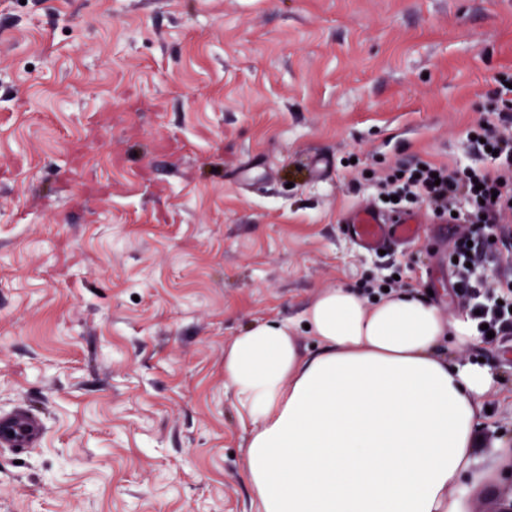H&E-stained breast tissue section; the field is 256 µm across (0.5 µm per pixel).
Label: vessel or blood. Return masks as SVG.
I'll return each mask as SVG.
<instances>
[{"label":"vessel or blood","mask_w":512,"mask_h":512,"mask_svg":"<svg viewBox=\"0 0 512 512\" xmlns=\"http://www.w3.org/2000/svg\"><path fill=\"white\" fill-rule=\"evenodd\" d=\"M347 233L370 251H391L411 241L417 231L410 218L391 216L365 206L353 213L346 223ZM43 421L24 406L0 413V449L21 453L36 447L43 435Z\"/></svg>","instance_id":"b4317fda"}]
</instances>
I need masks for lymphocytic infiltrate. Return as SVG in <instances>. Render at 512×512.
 Returning a JSON list of instances; mask_svg holds the SVG:
<instances>
[{"label":"lymphocytic infiltrate","instance_id":"f902f5d3","mask_svg":"<svg viewBox=\"0 0 512 512\" xmlns=\"http://www.w3.org/2000/svg\"><path fill=\"white\" fill-rule=\"evenodd\" d=\"M471 133L495 149L490 166L403 165L379 181L380 197L397 196L401 209L426 199L436 217L448 222L460 210L465 223H498L503 212L512 211V114L486 113Z\"/></svg>","mask_w":512,"mask_h":512}]
</instances>
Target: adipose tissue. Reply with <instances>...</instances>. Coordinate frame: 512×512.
<instances>
[{"instance_id":"adipose-tissue-1","label":"adipose tissue","mask_w":512,"mask_h":512,"mask_svg":"<svg viewBox=\"0 0 512 512\" xmlns=\"http://www.w3.org/2000/svg\"><path fill=\"white\" fill-rule=\"evenodd\" d=\"M248 325L224 348V384L245 429L240 467L257 512H472L512 445L476 447L490 365L459 363L479 338L410 291L368 302L319 292L303 316Z\"/></svg>"}]
</instances>
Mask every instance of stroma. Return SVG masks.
<instances>
[{
    "mask_svg": "<svg viewBox=\"0 0 512 512\" xmlns=\"http://www.w3.org/2000/svg\"><path fill=\"white\" fill-rule=\"evenodd\" d=\"M512 83V0H0V512H252L224 346L311 299L399 277L465 312L472 224L425 203L410 245L343 231ZM329 158L316 176L312 164ZM501 376L477 445L512 440V335L456 350ZM468 241H472L471 247H468ZM467 252H470V255H467ZM484 252V244L475 242L473 237L465 236L455 240L452 254V264L455 268L453 288L456 289L458 295L470 298L476 296V288L479 287L469 276V270L481 259ZM454 257L458 258V263L454 262ZM467 262L471 263V267H467ZM43 429L42 419L27 407L19 406L0 413V449L22 453L34 448L41 441Z\"/></svg>",
    "mask_w": 512,
    "mask_h": 512,
    "instance_id": "1",
    "label": "stroma"
}]
</instances>
